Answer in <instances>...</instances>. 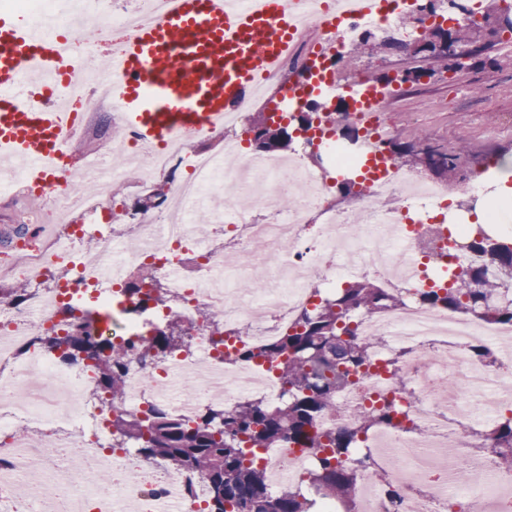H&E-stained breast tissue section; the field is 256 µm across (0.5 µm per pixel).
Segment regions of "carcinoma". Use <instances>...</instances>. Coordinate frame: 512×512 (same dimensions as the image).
<instances>
[{
    "label": "carcinoma",
    "mask_w": 512,
    "mask_h": 512,
    "mask_svg": "<svg viewBox=\"0 0 512 512\" xmlns=\"http://www.w3.org/2000/svg\"><path fill=\"white\" fill-rule=\"evenodd\" d=\"M487 24L455 26L451 34L470 55L480 51ZM444 33L439 25L424 28L421 39L431 48L430 63L437 64L448 54L436 50ZM392 156L422 155L421 162L438 175L454 171L461 154L431 149L420 139L418 146L396 139L385 142ZM468 247L486 255L496 267L493 273L471 266L453 273L448 285H437L419 292L422 302L452 306L463 314L490 321H512V300L499 301L512 289V243L499 242L480 229H472ZM400 302L396 295L371 281H352L336 290L304 316L301 327L285 332L270 344L246 348L232 356L234 360L262 358L273 365L284 379L285 399L276 405L242 401L230 410L211 409L193 427L170 420L164 411L151 409L140 419L124 413V373L129 347L97 334V318L88 314L80 322L69 323L65 335L55 332L40 335L42 344L61 351L71 364L92 362L97 389L107 394L112 411V429L124 440L140 445L143 455L159 458L172 468L189 467L209 484L210 502L206 512H311V503L298 492H268L259 468L257 450L288 439L301 448L320 455L312 480L325 494L351 508L354 472L343 457L358 435L378 426H393L391 402L379 404L361 413L356 427L333 432H315L317 417L336 410V388L370 367L368 349L371 339H355L353 313L375 315ZM181 324L169 322L167 329L137 345L142 358L158 360L176 347L175 333ZM492 447L498 462L512 468V417H503L479 435L477 448Z\"/></svg>",
    "instance_id": "cac0c4a2"
}]
</instances>
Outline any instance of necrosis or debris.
<instances>
[{
	"label": "necrosis or debris",
	"mask_w": 512,
	"mask_h": 512,
	"mask_svg": "<svg viewBox=\"0 0 512 512\" xmlns=\"http://www.w3.org/2000/svg\"><path fill=\"white\" fill-rule=\"evenodd\" d=\"M158 2L134 0L127 9L117 0H0V13L22 17L37 37L69 30L75 68L98 47L113 50ZM323 2L310 0L311 25L299 26L293 51L254 97H265L272 87L288 96L290 78L308 83L324 71L309 57L311 28L320 29L323 45L341 57L366 30L405 41L420 33V20L444 17L464 25L478 14L477 0H457L450 12L432 9L429 0H387L371 20L348 19L336 27ZM88 14L98 21L90 35L77 24ZM402 15L415 19V26L394 30V19ZM360 118L357 112L325 113L323 123L304 134V151L286 158L244 152L240 131L248 114L239 111L224 119L220 156L193 150L188 138L155 152L127 141L95 170L67 160L64 192L56 194L52 208L36 213L62 232L35 244L29 259L11 268V276L30 283L31 291L21 301L0 303V512H41L46 482L76 512H153V503L165 497L174 512H205L209 501L206 480L190 468L165 469L118 442L104 397L88 392L91 369L60 363L32 328L64 331L66 306H96L112 311V336L133 344L179 317L193 328L191 349L156 361L131 356L122 406L132 415L156 407L191 424L208 409L229 410L246 399L282 401L286 384L269 363H232L229 354L296 329L318 298L334 295L343 280H370L402 297L379 315L356 313L358 337L376 340L374 365L340 389L335 410L315 422L319 431L351 428L362 410L384 396L398 414V425L370 431L349 450L346 464L356 472L352 512H512V469L470 443L472 432L512 415V322L463 316L418 297L419 289L433 286L430 271L437 261H482L466 245L468 225L442 220L448 187L392 162L385 177L364 182L351 206L330 202L326 181L304 152L322 154L327 166L341 172L359 169L374 142L351 149L325 130ZM176 166L188 169V177L169 184L165 209L136 224L133 235L121 225L99 223L114 183L147 193L151 175ZM205 195L223 197L226 206L212 216L214 236L198 235L183 219L186 204ZM284 197L292 198L290 208L279 207ZM418 205L437 213V220H413L410 211ZM76 213L87 216V223H73ZM88 240L94 250H85ZM257 268L262 288L244 293L239 280ZM144 269L170 289L165 304L139 306L126 296V284ZM55 270L74 277L45 287ZM207 308L221 312L222 334L203 320ZM478 344L491 349L492 361L476 357ZM398 350L405 356L392 373L385 365ZM186 383L193 387L187 395L181 392ZM34 460L44 466L38 483L29 478ZM316 464L311 449L285 440L260 452L270 493L291 487L310 498L314 512H343L311 482ZM75 468L84 475L82 483L69 480Z\"/></svg>",
	"instance_id": "1"
}]
</instances>
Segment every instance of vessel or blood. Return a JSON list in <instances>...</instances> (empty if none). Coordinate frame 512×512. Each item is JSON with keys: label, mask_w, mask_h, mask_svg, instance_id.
<instances>
[{"label": "vessel or blood", "mask_w": 512, "mask_h": 512, "mask_svg": "<svg viewBox=\"0 0 512 512\" xmlns=\"http://www.w3.org/2000/svg\"><path fill=\"white\" fill-rule=\"evenodd\" d=\"M295 2L168 0L104 65L121 85L124 125L147 148L223 125L287 54ZM70 45L68 35L37 39L21 19L0 17V156L27 159V176L45 191L64 184L77 115L61 101L62 83L46 91L26 81L64 70Z\"/></svg>", "instance_id": "b4317fda"}]
</instances>
